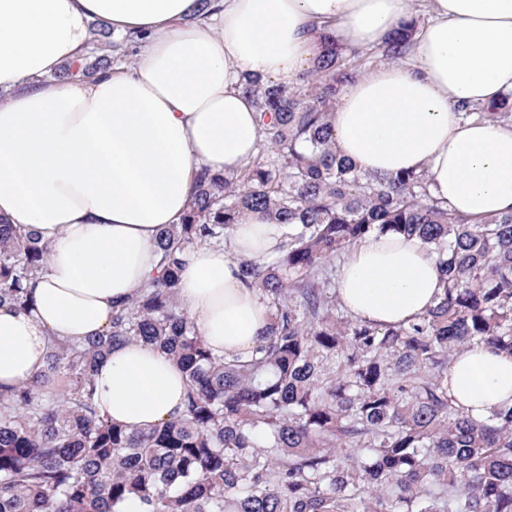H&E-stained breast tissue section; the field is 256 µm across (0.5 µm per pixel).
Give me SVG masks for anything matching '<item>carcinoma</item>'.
<instances>
[{
	"instance_id": "obj_1",
	"label": "carcinoma",
	"mask_w": 512,
	"mask_h": 512,
	"mask_svg": "<svg viewBox=\"0 0 512 512\" xmlns=\"http://www.w3.org/2000/svg\"><path fill=\"white\" fill-rule=\"evenodd\" d=\"M413 29L382 45L402 57ZM359 67L334 42L297 87L247 77L261 137L232 173H200L160 234L158 275L100 336L52 341L41 383L0 392V512H512V407L484 420L448 396V368L484 344L512 356V213L468 220L423 172L370 177L336 153L331 116ZM465 118L512 123V94ZM247 211L288 225L269 261H240L270 326L248 356L207 347L179 304L182 254L224 245ZM418 236L437 255L440 301L407 325L336 309L335 261L370 234ZM48 245L0 218V303L24 307ZM141 341L185 374L183 413L149 430L113 423L93 371Z\"/></svg>"
}]
</instances>
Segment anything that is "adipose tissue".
I'll return each instance as SVG.
<instances>
[{
    "mask_svg": "<svg viewBox=\"0 0 512 512\" xmlns=\"http://www.w3.org/2000/svg\"><path fill=\"white\" fill-rule=\"evenodd\" d=\"M411 2L0 0V217L50 248L30 305H0V391L43 375L51 339L106 332L158 271L159 235L186 212L197 173L237 171L254 156L260 126L244 76L299 84L319 34L353 49L381 44L414 20ZM425 12L407 61L346 87L332 116L336 150L367 174L426 172L459 215L512 211V125L460 116L512 91V0H425ZM96 20L135 41L134 64L51 80L87 56ZM282 234L250 212L229 248L185 255L179 300L213 354L248 353L268 326L238 265L270 256ZM442 286L418 237L386 234L349 251L336 291L353 317L388 326L426 314ZM93 380L96 403L120 424L150 428L184 408L182 370L149 346L114 349ZM448 393L478 420L512 405V358L466 347Z\"/></svg>",
    "mask_w": 512,
    "mask_h": 512,
    "instance_id": "1",
    "label": "adipose tissue"
}]
</instances>
